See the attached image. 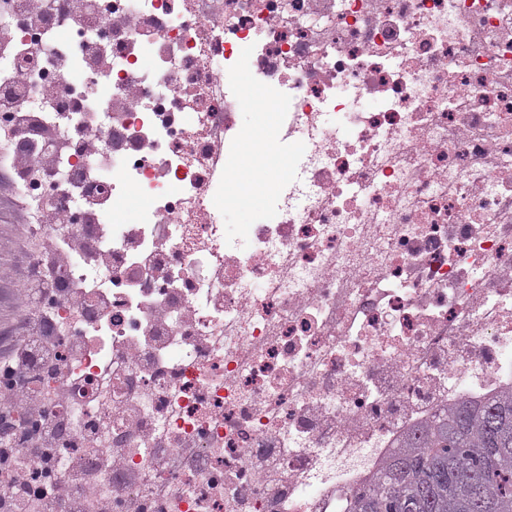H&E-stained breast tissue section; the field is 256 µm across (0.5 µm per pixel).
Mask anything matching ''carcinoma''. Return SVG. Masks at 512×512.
<instances>
[{
    "label": "carcinoma",
    "instance_id": "obj_1",
    "mask_svg": "<svg viewBox=\"0 0 512 512\" xmlns=\"http://www.w3.org/2000/svg\"><path fill=\"white\" fill-rule=\"evenodd\" d=\"M349 512H512V394L462 401L408 435Z\"/></svg>",
    "mask_w": 512,
    "mask_h": 512
}]
</instances>
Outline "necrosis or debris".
I'll return each instance as SVG.
<instances>
[{"instance_id":"1","label":"necrosis or debris","mask_w":512,"mask_h":512,"mask_svg":"<svg viewBox=\"0 0 512 512\" xmlns=\"http://www.w3.org/2000/svg\"><path fill=\"white\" fill-rule=\"evenodd\" d=\"M37 2L0 0V131L64 214L31 260L66 258L28 310L51 366L0 364V404L41 406L10 410L0 512L88 456L72 512H347L435 414L512 390V0ZM244 87L287 101L292 161L235 231Z\"/></svg>"}]
</instances>
